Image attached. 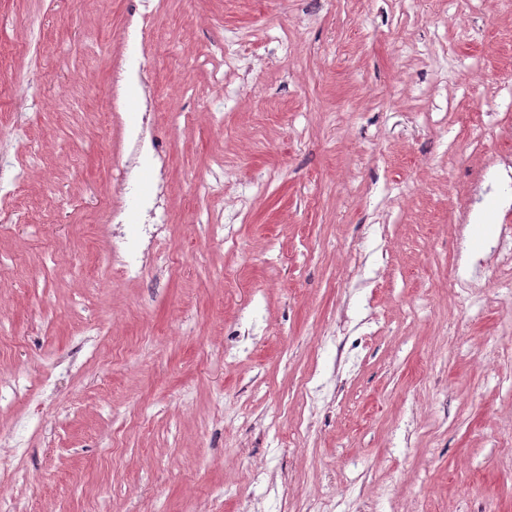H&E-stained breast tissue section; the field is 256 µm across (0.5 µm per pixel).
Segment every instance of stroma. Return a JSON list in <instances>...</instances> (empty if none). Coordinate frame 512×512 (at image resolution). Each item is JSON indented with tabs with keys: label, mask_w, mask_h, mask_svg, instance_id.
Listing matches in <instances>:
<instances>
[{
	"label": "stroma",
	"mask_w": 512,
	"mask_h": 512,
	"mask_svg": "<svg viewBox=\"0 0 512 512\" xmlns=\"http://www.w3.org/2000/svg\"><path fill=\"white\" fill-rule=\"evenodd\" d=\"M510 84L512 0H0V164L37 210L0 222V382L28 386L0 405V472L25 438L14 494L512 512V291L489 249L512 225ZM478 184L481 231L461 221ZM157 195L170 262L112 279L111 210L134 241ZM456 276L487 304L458 306ZM309 381L325 400L299 435Z\"/></svg>",
	"instance_id": "35a3bbf8"
}]
</instances>
